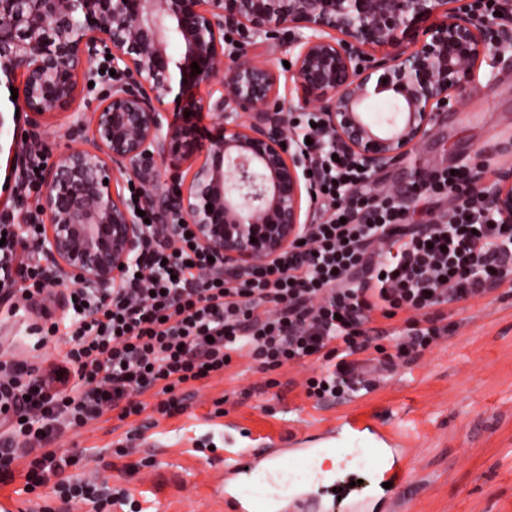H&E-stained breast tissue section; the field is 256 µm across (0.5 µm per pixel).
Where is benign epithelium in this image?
Returning <instances> with one entry per match:
<instances>
[{"label": "benign epithelium", "mask_w": 512, "mask_h": 512, "mask_svg": "<svg viewBox=\"0 0 512 512\" xmlns=\"http://www.w3.org/2000/svg\"><path fill=\"white\" fill-rule=\"evenodd\" d=\"M280 45L290 55L284 75L251 52ZM96 61L116 81L87 120L72 106ZM484 64L512 67V0L491 12L478 0H0V75L26 124L13 135V161L41 153L62 115L78 142L40 181L41 222L27 244L50 291L35 314L65 312L68 284L102 301L127 285L149 237L138 208L165 220L156 231L168 238L189 227L227 270L277 259L313 217L287 112L318 113L331 143L371 178L420 148L480 84ZM202 86L208 94L190 106L220 129L206 144L163 110L169 96ZM380 94L392 111L372 120L364 104ZM468 190L512 224V168L478 161Z\"/></svg>", "instance_id": "benign-epithelium-1"}]
</instances>
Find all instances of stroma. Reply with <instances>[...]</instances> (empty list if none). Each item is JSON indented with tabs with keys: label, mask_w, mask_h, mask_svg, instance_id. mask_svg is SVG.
Wrapping results in <instances>:
<instances>
[{
	"label": "stroma",
	"mask_w": 512,
	"mask_h": 512,
	"mask_svg": "<svg viewBox=\"0 0 512 512\" xmlns=\"http://www.w3.org/2000/svg\"><path fill=\"white\" fill-rule=\"evenodd\" d=\"M16 111L0 84V205L13 207L3 187L10 176L7 149ZM512 140V71L488 69L480 88L448 113L422 147L399 167L377 175L378 187H404L414 175L470 164L483 156L489 168L512 165L502 143ZM452 331L417 358L387 368L361 361L354 374L372 382L348 400L309 398L304 380L321 363L290 364L263 374L251 359L234 360L223 378L199 384L183 414L133 416L108 413L80 433L66 431L60 448L77 447L84 459L71 473L112 488L127 489L142 512H224L217 487L224 465L215 448H280L310 444L342 416L357 415L397 436L409 450L412 474L392 512H512V291L498 288L465 306H448ZM37 317H14L0 305V358L49 367L58 357L40 348L30 327ZM223 399L224 415L211 417ZM144 428L146 443L119 450L127 431ZM348 493L334 512H348L350 500L391 503L370 457L346 467L337 480Z\"/></svg>",
	"instance_id": "stroma-1"
}]
</instances>
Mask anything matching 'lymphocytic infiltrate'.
Returning a JSON list of instances; mask_svg holds the SVG:
<instances>
[{"label":"lymphocytic infiltrate","mask_w":512,"mask_h":512,"mask_svg":"<svg viewBox=\"0 0 512 512\" xmlns=\"http://www.w3.org/2000/svg\"><path fill=\"white\" fill-rule=\"evenodd\" d=\"M318 116L290 122L310 158L315 188L313 222L300 245L277 260L228 273L209 259L190 230L169 242L153 241L129 271L130 285L109 301L71 289L70 316L35 327L39 344L62 338V364L51 372L25 362L0 361V485L23 477L24 494L52 491L63 502H84L109 512L129 503L126 490L103 491L73 482L77 459L55 443L66 429L85 427L117 412L143 414L154 392L155 412L182 414L199 381L223 376L234 358L266 373L287 364L315 362L331 345L343 361L306 381L307 397L323 401L352 391L349 356L366 351L373 314H413L396 332L397 357L421 353L447 336L442 311L488 290L512 288V224L501 223L481 195L467 191L471 171H441L415 189V201L443 203L429 224H415L397 192L372 187L322 136ZM0 280L22 285L7 294L11 312L42 294V266L9 221L0 222Z\"/></svg>","instance_id":"lymphocytic-infiltrate-1"}]
</instances>
